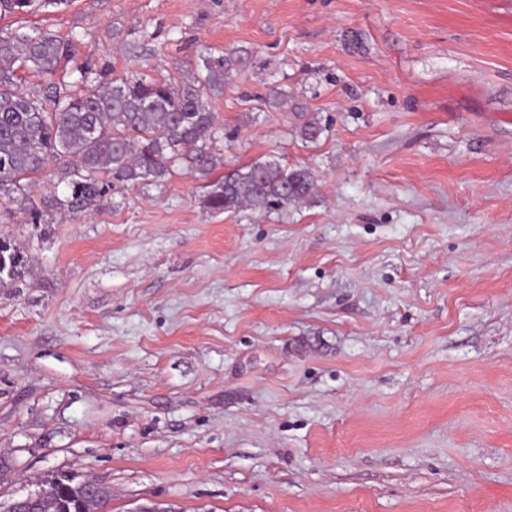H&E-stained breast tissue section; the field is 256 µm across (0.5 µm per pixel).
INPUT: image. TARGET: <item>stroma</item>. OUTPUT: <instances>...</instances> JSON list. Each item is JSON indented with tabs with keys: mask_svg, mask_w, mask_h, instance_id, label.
<instances>
[{
	"mask_svg": "<svg viewBox=\"0 0 512 512\" xmlns=\"http://www.w3.org/2000/svg\"><path fill=\"white\" fill-rule=\"evenodd\" d=\"M35 27L72 42L69 82L250 51L212 101L224 168L315 187L217 213L177 170L37 221L0 195L25 259L0 287V502L63 470L108 512H512V0L0 14L2 35ZM266 97L274 107L282 111H288V108H290L295 112L294 115L303 120L298 127V133L303 140H317L324 132V128L315 116L306 118L308 116L307 112H299L303 111V107L294 104H291L290 107H288V95L280 87H268Z\"/></svg>",
	"mask_w": 512,
	"mask_h": 512,
	"instance_id": "stroma-1",
	"label": "stroma"
}]
</instances>
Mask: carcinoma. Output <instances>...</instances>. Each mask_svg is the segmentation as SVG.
<instances>
[{
  "label": "carcinoma",
  "instance_id": "carcinoma-1",
  "mask_svg": "<svg viewBox=\"0 0 512 512\" xmlns=\"http://www.w3.org/2000/svg\"><path fill=\"white\" fill-rule=\"evenodd\" d=\"M69 52L70 43L47 30L0 35V191L17 193L13 202L19 209L39 218L27 188L33 176L53 165L70 194L45 204L72 211L100 206L115 182L159 183L179 167L207 178L224 165L215 151L224 128L216 123L211 99L224 92V82L246 63L247 50L206 47L198 54L200 64L187 62L178 82L141 75L116 83L80 68L78 94L56 85L47 104L21 92L20 69L53 78ZM266 97L302 119V139L314 141L324 132L316 117L288 104L280 87H268ZM313 186L306 170L255 162L214 182L207 204L216 212L284 207L308 196ZM23 263L20 252L0 238V287L19 275ZM54 481L64 484L65 494L83 496L82 486L67 481L66 474L49 475L43 484Z\"/></svg>",
  "mask_w": 512,
  "mask_h": 512
}]
</instances>
